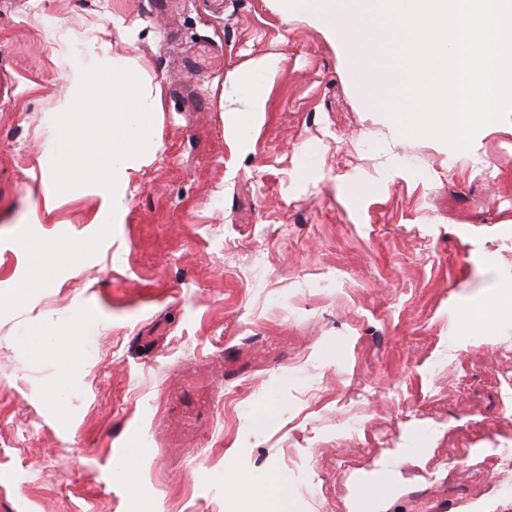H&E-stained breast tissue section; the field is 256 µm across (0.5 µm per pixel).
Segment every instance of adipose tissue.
Returning a JSON list of instances; mask_svg holds the SVG:
<instances>
[{
    "mask_svg": "<svg viewBox=\"0 0 512 512\" xmlns=\"http://www.w3.org/2000/svg\"><path fill=\"white\" fill-rule=\"evenodd\" d=\"M280 68L277 56H263L255 60L248 73L229 81L224 87V109L240 140H249L253 126L265 110L263 89L271 83Z\"/></svg>",
    "mask_w": 512,
    "mask_h": 512,
    "instance_id": "adipose-tissue-1",
    "label": "adipose tissue"
}]
</instances>
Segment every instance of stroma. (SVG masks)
Wrapping results in <instances>:
<instances>
[{"label":"stroma","instance_id":"stroma-1","mask_svg":"<svg viewBox=\"0 0 512 512\" xmlns=\"http://www.w3.org/2000/svg\"><path fill=\"white\" fill-rule=\"evenodd\" d=\"M268 54L281 68L243 142L224 85ZM129 60L164 92L153 153L122 208L56 193L64 73ZM0 67L19 84L0 99V292L28 269L14 234L114 222L0 315V512H263L274 474L288 512H353L379 470L377 512H512V468L487 467L512 455V316L494 312L512 295V117L465 152L403 136L341 41L277 0H8ZM138 336L156 339L142 357ZM111 447L136 449L135 481Z\"/></svg>","mask_w":512,"mask_h":512}]
</instances>
